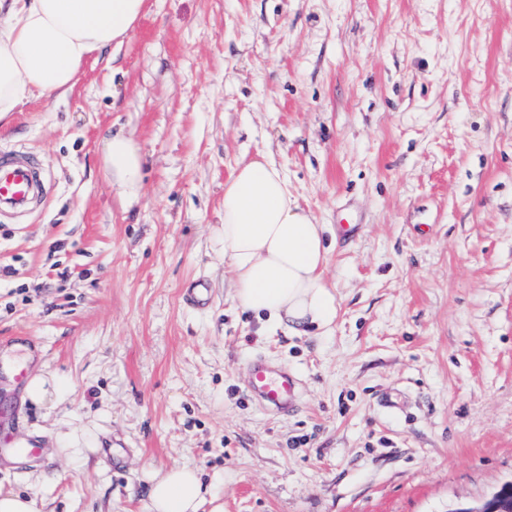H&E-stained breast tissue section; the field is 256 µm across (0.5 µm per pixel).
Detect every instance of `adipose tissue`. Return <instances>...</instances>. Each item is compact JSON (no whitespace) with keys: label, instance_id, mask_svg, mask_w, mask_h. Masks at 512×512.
I'll use <instances>...</instances> for the list:
<instances>
[{"label":"adipose tissue","instance_id":"adipose-tissue-1","mask_svg":"<svg viewBox=\"0 0 512 512\" xmlns=\"http://www.w3.org/2000/svg\"><path fill=\"white\" fill-rule=\"evenodd\" d=\"M145 0H0V120L27 100L63 96L96 54L121 44ZM102 163L123 206L142 189L143 158L125 133H107ZM326 225L298 205L269 159L239 165L224 185L219 243L233 299L270 330L328 335L339 313L325 276ZM147 512H198L204 491L197 469L153 474Z\"/></svg>","mask_w":512,"mask_h":512}]
</instances>
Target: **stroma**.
<instances>
[{"mask_svg": "<svg viewBox=\"0 0 512 512\" xmlns=\"http://www.w3.org/2000/svg\"><path fill=\"white\" fill-rule=\"evenodd\" d=\"M138 143L121 206L106 130ZM45 194L0 214V486L44 512H143L198 469L224 512H448L512 480V0H147L64 97L0 121ZM269 156L335 229L326 336L265 331L213 237L224 184ZM207 307L185 303L195 281ZM297 407L246 390L254 358ZM247 391L263 409L288 414L297 396L296 380L287 369L275 368L263 360L253 361L248 368ZM64 389L63 382L56 377H46L43 373L33 374L25 385V398L40 405L52 394H60Z\"/></svg>", "mask_w": 512, "mask_h": 512, "instance_id": "35a3bbf8", "label": "stroma"}]
</instances>
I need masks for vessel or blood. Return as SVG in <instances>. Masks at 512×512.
Instances as JSON below:
<instances>
[{"label":"vessel or blood","instance_id":"vessel-or-blood-1","mask_svg":"<svg viewBox=\"0 0 512 512\" xmlns=\"http://www.w3.org/2000/svg\"><path fill=\"white\" fill-rule=\"evenodd\" d=\"M40 168L37 161L19 151H0V208L28 207L38 193ZM247 391L263 409L285 414L297 396L296 380L288 370L263 360L248 368Z\"/></svg>","mask_w":512,"mask_h":512}]
</instances>
